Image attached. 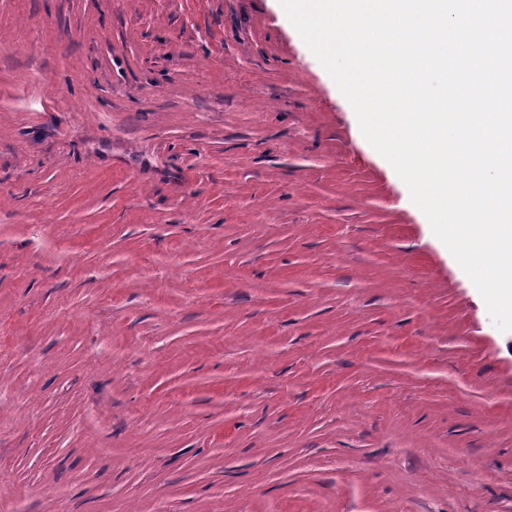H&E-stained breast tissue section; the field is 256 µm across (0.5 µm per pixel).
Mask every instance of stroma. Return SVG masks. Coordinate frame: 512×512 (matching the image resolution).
<instances>
[{"instance_id":"stroma-1","label":"stroma","mask_w":512,"mask_h":512,"mask_svg":"<svg viewBox=\"0 0 512 512\" xmlns=\"http://www.w3.org/2000/svg\"><path fill=\"white\" fill-rule=\"evenodd\" d=\"M0 512H512V332L277 0H0Z\"/></svg>"}]
</instances>
